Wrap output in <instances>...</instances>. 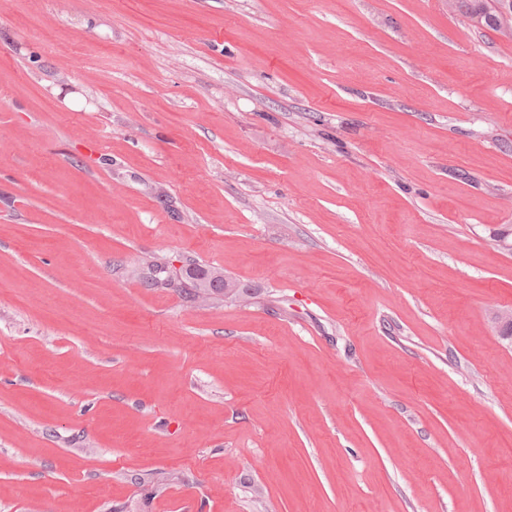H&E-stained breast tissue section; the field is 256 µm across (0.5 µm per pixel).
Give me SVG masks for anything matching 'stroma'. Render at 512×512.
I'll list each match as a JSON object with an SVG mask.
<instances>
[{
	"mask_svg": "<svg viewBox=\"0 0 512 512\" xmlns=\"http://www.w3.org/2000/svg\"><path fill=\"white\" fill-rule=\"evenodd\" d=\"M510 307L512 36L0 0V512H512ZM184 264L191 266L189 273L183 276L182 279H177L180 288H183L185 298L190 301L191 295L196 290L198 281H204L206 274L210 271L211 267H205L192 259L186 258Z\"/></svg>",
	"mask_w": 512,
	"mask_h": 512,
	"instance_id": "1",
	"label": "stroma"
}]
</instances>
